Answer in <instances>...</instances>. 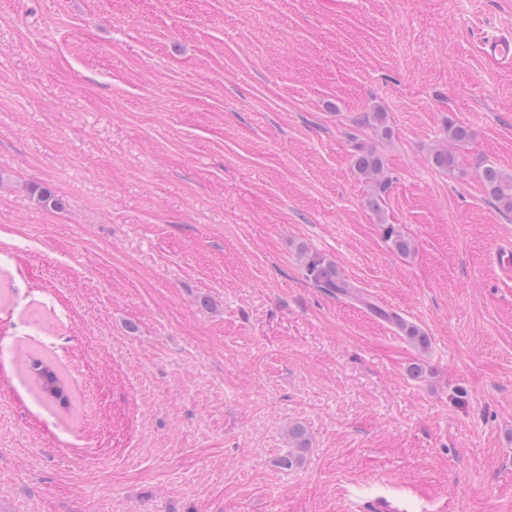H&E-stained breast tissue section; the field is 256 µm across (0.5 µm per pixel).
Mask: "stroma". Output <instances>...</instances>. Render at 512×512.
I'll list each match as a JSON object with an SVG mask.
<instances>
[{
  "mask_svg": "<svg viewBox=\"0 0 512 512\" xmlns=\"http://www.w3.org/2000/svg\"><path fill=\"white\" fill-rule=\"evenodd\" d=\"M509 29L512 0H0V512H512V213L478 176L512 175ZM483 51L506 67H510L512 64V35L488 36L483 44ZM356 174L373 187V193L368 198L369 207L376 213L382 211L381 200L388 189V182L383 177V161L375 151L365 150L356 146V154L353 158ZM300 250L304 272L309 281L332 295L350 293L352 287L340 274L334 262L306 247ZM372 311L381 319L395 325L400 331L405 333L406 336L416 340L423 348L426 347L427 339L424 334L417 327L403 320L397 313L379 307H373ZM20 368L29 376L35 397L46 406L69 408L66 379L62 369L50 357L24 352L20 358ZM288 441L290 444L288 455L283 457L280 463L284 467L292 469L303 463L305 454L310 447V439L305 427L295 423L288 429Z\"/></svg>",
  "mask_w": 512,
  "mask_h": 512,
  "instance_id": "35a3bbf8",
  "label": "stroma"
}]
</instances>
